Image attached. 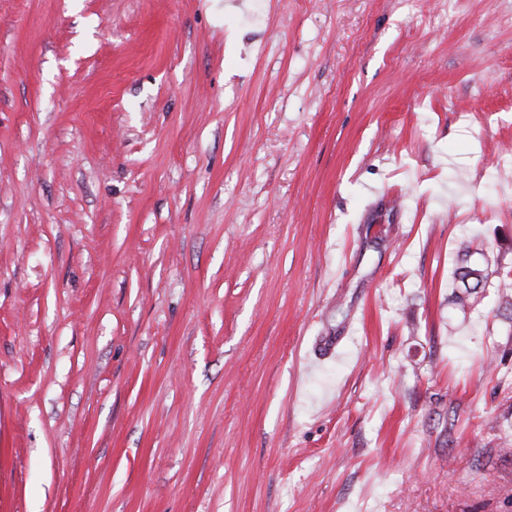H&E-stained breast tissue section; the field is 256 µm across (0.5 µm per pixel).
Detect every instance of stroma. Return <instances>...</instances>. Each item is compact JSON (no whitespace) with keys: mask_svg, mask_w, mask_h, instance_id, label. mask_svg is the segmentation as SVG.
Returning a JSON list of instances; mask_svg holds the SVG:
<instances>
[{"mask_svg":"<svg viewBox=\"0 0 512 512\" xmlns=\"http://www.w3.org/2000/svg\"><path fill=\"white\" fill-rule=\"evenodd\" d=\"M510 271L512 0H0V512H512ZM455 280L459 282L457 288L460 292L455 294V304L464 309L474 294L478 293L479 288H484L488 284L489 275L479 266L462 264L454 272Z\"/></svg>","mask_w":512,"mask_h":512,"instance_id":"obj_1","label":"stroma"}]
</instances>
